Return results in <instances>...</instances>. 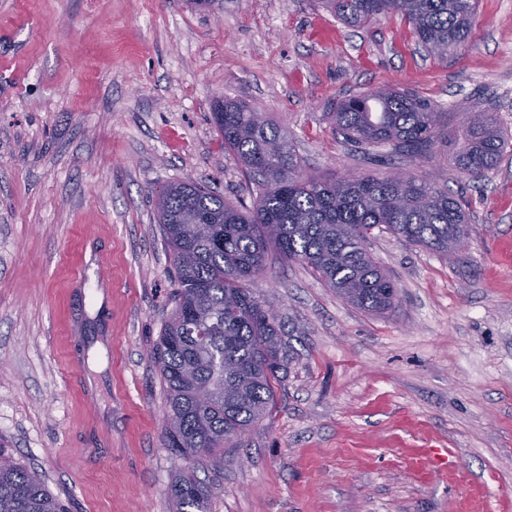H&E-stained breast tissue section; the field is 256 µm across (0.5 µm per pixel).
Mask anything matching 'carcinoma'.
Wrapping results in <instances>:
<instances>
[{"label": "carcinoma", "mask_w": 512, "mask_h": 512, "mask_svg": "<svg viewBox=\"0 0 512 512\" xmlns=\"http://www.w3.org/2000/svg\"><path fill=\"white\" fill-rule=\"evenodd\" d=\"M352 26L399 14L417 42L444 56L465 45L477 0H317ZM350 145L388 147L398 155H432L448 113L407 90L382 88L347 96L327 113ZM454 163L480 181L512 146L486 112L464 113ZM217 130L228 150L253 173L251 207L204 185L179 181L160 194L157 216L171 255L176 305L151 358L159 366L170 448L204 461L242 436L275 404L290 357L277 318L247 283L265 270L268 251L306 265L347 303L373 314L396 307L397 289L367 250L378 229L452 255L468 236V217L448 191L413 177L323 178L306 170L288 132L264 113L219 99ZM176 512H206L207 487L187 474L172 489ZM0 512H66L34 471L0 452Z\"/></svg>", "instance_id": "1"}]
</instances>
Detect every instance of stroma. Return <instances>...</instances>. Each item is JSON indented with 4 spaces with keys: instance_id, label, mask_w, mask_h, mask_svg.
Instances as JSON below:
<instances>
[{
    "instance_id": "1",
    "label": "stroma",
    "mask_w": 512,
    "mask_h": 512,
    "mask_svg": "<svg viewBox=\"0 0 512 512\" xmlns=\"http://www.w3.org/2000/svg\"><path fill=\"white\" fill-rule=\"evenodd\" d=\"M408 89L448 115L428 159L361 153L336 102ZM287 130L327 177L392 168L455 195L454 259L374 231L398 289L373 315L269 254L250 287L292 361L269 415L193 466L166 447L150 357L174 307L155 211L175 180L254 204L213 103ZM512 132V0H479L465 48L428 54L397 15L347 25L314 0H0V451L67 512H174L194 472L208 512H512V152L481 182L450 163L466 112ZM106 281L76 288L82 259ZM444 448L419 482L415 449Z\"/></svg>"
}]
</instances>
